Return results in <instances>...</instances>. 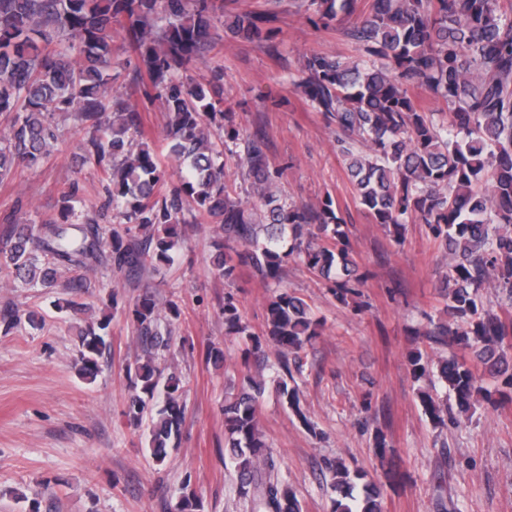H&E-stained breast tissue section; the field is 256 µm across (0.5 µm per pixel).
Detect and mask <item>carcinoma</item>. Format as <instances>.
Here are the masks:
<instances>
[{
    "label": "carcinoma",
    "instance_id": "obj_1",
    "mask_svg": "<svg viewBox=\"0 0 512 512\" xmlns=\"http://www.w3.org/2000/svg\"><path fill=\"white\" fill-rule=\"evenodd\" d=\"M310 23L327 28L357 10L358 0H304ZM224 22L236 39L262 41L272 18L239 13L224 17V0H0V115L10 117L0 135V182L19 167L47 157L61 137L57 112H75L91 136L86 159L105 175V203L120 227L106 230L76 209L79 184L60 193L59 219L15 224L0 248V274L21 286L55 288L61 274L98 264L110 249L118 271L174 262L180 225L197 212L216 225L219 242L213 273L231 283L249 268L263 283L276 281L288 258L297 257L330 284L341 302L364 284L353 258L346 221L331 196L315 206L288 202L278 192L285 166L267 155L264 140L240 129L224 106L220 78L202 84L184 76L210 46L211 30ZM125 33L139 59L137 79L148 81V101L161 102L168 152L182 165L179 181L158 188L161 172L147 148L133 154L129 135L141 130L140 110L112 93V28ZM352 36L359 57L310 54L293 84L336 129L337 152L355 198L375 223L401 238L403 226L425 224L448 254L440 293L447 320L423 333L430 343L459 346L432 371L421 350L409 353L412 377L428 390L419 398L432 423L496 403L486 381L512 390V315L484 308L482 291H497L512 307V0H371ZM423 88L447 111L436 120L417 103ZM244 145L240 168L260 200L247 209L224 184V157ZM144 356L127 365L133 391L122 415L148 424L156 463L178 447L186 403L180 380L155 363L167 346L158 302L146 295L131 310ZM227 334L247 327L234 298L224 300ZM107 324L81 332L75 365L83 376L98 372L109 351ZM297 296L272 295L265 336L279 355L276 392L311 432L298 387L288 386L289 357L319 334ZM265 382L243 378L224 400V456L236 474L235 491L252 512H301L280 476V461L259 428L257 404ZM332 512H383L380 492L366 474L330 461ZM191 480L180 488L175 512H197Z\"/></svg>",
    "mask_w": 512,
    "mask_h": 512
}]
</instances>
